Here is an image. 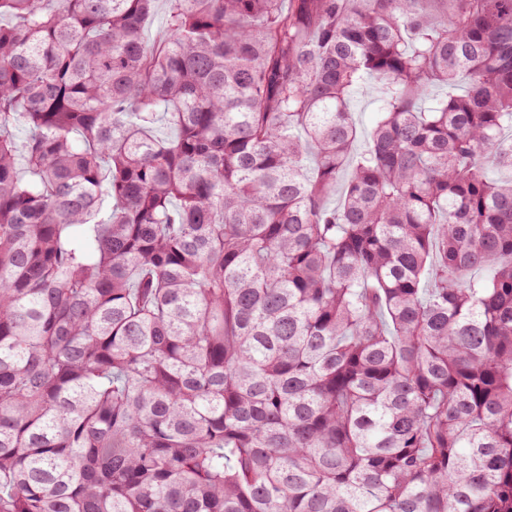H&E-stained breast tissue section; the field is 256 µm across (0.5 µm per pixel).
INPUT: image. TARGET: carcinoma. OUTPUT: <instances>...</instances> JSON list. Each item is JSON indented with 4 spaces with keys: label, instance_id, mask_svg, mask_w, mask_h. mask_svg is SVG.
<instances>
[{
    "label": "carcinoma",
    "instance_id": "carcinoma-1",
    "mask_svg": "<svg viewBox=\"0 0 512 512\" xmlns=\"http://www.w3.org/2000/svg\"><path fill=\"white\" fill-rule=\"evenodd\" d=\"M156 2L0 0V512H512V0ZM352 111L358 128V143H362L375 125L378 104L376 100L367 95L357 93L352 100Z\"/></svg>",
    "mask_w": 512,
    "mask_h": 512
}]
</instances>
